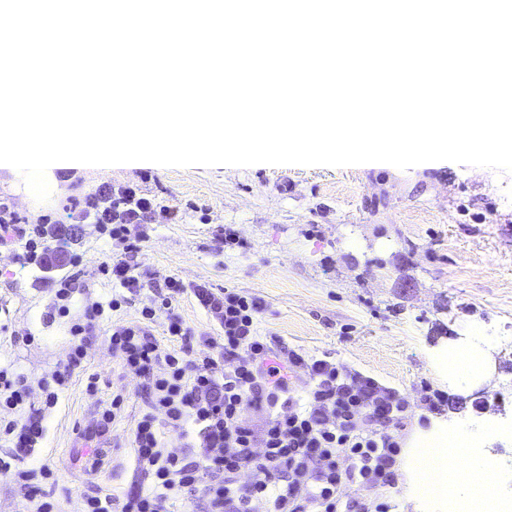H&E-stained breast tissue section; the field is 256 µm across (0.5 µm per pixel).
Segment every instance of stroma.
<instances>
[{"mask_svg":"<svg viewBox=\"0 0 512 512\" xmlns=\"http://www.w3.org/2000/svg\"><path fill=\"white\" fill-rule=\"evenodd\" d=\"M40 219L70 223L74 201L99 188L125 186L166 206L148 228L136 260L145 278L172 275L260 298L258 331L306 354L330 355L408 397L406 430L427 427L422 385L446 394L445 412L512 416V175L451 162L407 171L384 167L255 165L225 170L136 163L102 173L59 171ZM84 272L77 305L106 298L94 274L122 244L97 239L85 225L75 247ZM51 293L32 268L0 244V362L38 379L65 362L71 336L50 318ZM95 329L84 370L46 420L41 463L58 476L62 512L83 496L137 489L129 438L144 403L140 378L123 372ZM478 331L492 348L494 389L450 393L428 352L440 341ZM98 374L99 393H86ZM129 400L112 428L102 469L74 463L73 427L94 419L98 397Z\"/></svg>","mask_w":512,"mask_h":512,"instance_id":"stroma-1","label":"stroma"}]
</instances>
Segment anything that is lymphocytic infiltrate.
I'll return each instance as SVG.
<instances>
[{"mask_svg":"<svg viewBox=\"0 0 512 512\" xmlns=\"http://www.w3.org/2000/svg\"><path fill=\"white\" fill-rule=\"evenodd\" d=\"M148 199L112 222L95 226L98 238L126 242L128 254L98 263L95 274L113 288L110 298L74 311L81 256L70 254L60 232L24 225L11 213L0 228L11 231L21 266L48 274L52 308L72 319L71 345L62 370L40 379V403L31 400L25 374L0 367V436L11 451L0 456V477L19 485L26 512H61L48 488V467L26 468L46 437L44 420L83 368L90 337L106 312L140 296L144 276L132 258L146 239ZM216 324V334L192 342V330L176 313L184 294ZM262 301L205 284L186 287L164 277L138 309L137 321L111 326L108 347L124 369L144 380L145 409L131 435L135 463L148 488L123 495L82 499L78 512H159L161 503L183 507L197 494L206 512H352L344 491L394 487L401 453L399 431L409 402L396 388L348 369L335 360L309 357L259 334ZM168 324L163 338L150 328L159 313ZM182 453L168 449L169 436ZM253 471L251 483L241 481Z\"/></svg>","mask_w":512,"mask_h":512,"instance_id":"lymphocytic-infiltrate-1","label":"lymphocytic infiltrate"}]
</instances>
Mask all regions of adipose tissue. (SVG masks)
<instances>
[{"mask_svg":"<svg viewBox=\"0 0 512 512\" xmlns=\"http://www.w3.org/2000/svg\"><path fill=\"white\" fill-rule=\"evenodd\" d=\"M434 370L448 380L453 393L469 395L490 383V345L480 336H461L434 348ZM512 446V417L432 419L407 440L400 469L405 497L413 512H512V478L494 474L495 446ZM464 449L452 459L449 449Z\"/></svg>","mask_w":512,"mask_h":512,"instance_id":"adipose-tissue-1","label":"adipose tissue"}]
</instances>
